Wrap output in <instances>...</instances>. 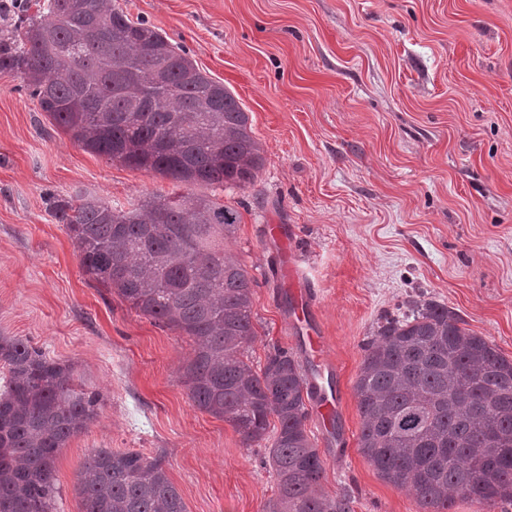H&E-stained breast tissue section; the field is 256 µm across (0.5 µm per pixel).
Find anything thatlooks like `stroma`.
I'll return each mask as SVG.
<instances>
[{
    "instance_id": "stroma-1",
    "label": "stroma",
    "mask_w": 512,
    "mask_h": 512,
    "mask_svg": "<svg viewBox=\"0 0 512 512\" xmlns=\"http://www.w3.org/2000/svg\"><path fill=\"white\" fill-rule=\"evenodd\" d=\"M183 47L249 116L266 160L247 190L189 186L235 208L227 252L256 280L251 354L313 358L284 308L267 227L314 303L335 428L310 414L321 488L352 512H418L358 449L363 345L411 300L458 312L512 359V0H113ZM0 72V336L27 339L98 392V415L59 451L55 512H82L94 449L163 454L187 512H264V445L198 409L180 379L189 337L89 279L51 196L115 204L175 192L162 175L83 150Z\"/></svg>"
}]
</instances>
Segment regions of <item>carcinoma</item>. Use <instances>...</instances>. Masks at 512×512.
I'll return each instance as SVG.
<instances>
[{
    "mask_svg": "<svg viewBox=\"0 0 512 512\" xmlns=\"http://www.w3.org/2000/svg\"><path fill=\"white\" fill-rule=\"evenodd\" d=\"M30 0L0 31V70L84 150L176 183L245 190L265 165L249 117L184 49L112 0ZM169 64L157 83L153 60ZM90 279L129 308L189 337L181 381L202 411L248 445L271 442L276 491L265 512H351L321 490L307 430L309 369L277 348L256 365L254 279L224 250L237 211L205 197L155 194L125 208L62 198ZM0 512H54L57 453L97 415L99 394L23 338L0 336ZM358 446L378 476L409 490L420 512H451L462 493L482 512L512 502V360L448 306L416 301L364 344L355 385ZM82 512H186L161 454L100 448L84 464Z\"/></svg>",
    "mask_w": 512,
    "mask_h": 512,
    "instance_id": "1",
    "label": "carcinoma"
}]
</instances>
